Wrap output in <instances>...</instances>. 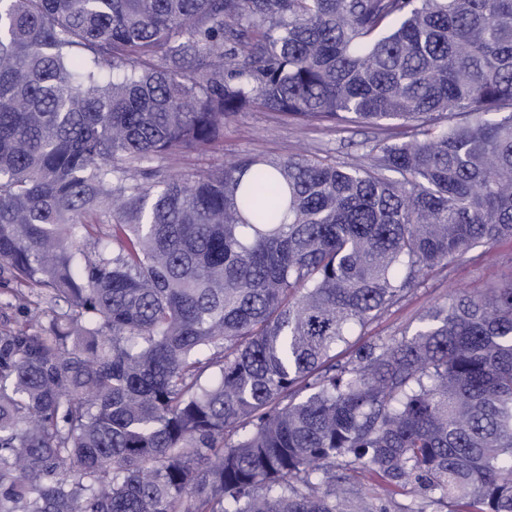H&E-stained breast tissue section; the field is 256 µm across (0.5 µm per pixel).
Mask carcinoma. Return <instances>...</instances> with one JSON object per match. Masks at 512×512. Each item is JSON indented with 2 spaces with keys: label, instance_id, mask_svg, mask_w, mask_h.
I'll return each instance as SVG.
<instances>
[{
  "label": "carcinoma",
  "instance_id": "cac0c4a2",
  "mask_svg": "<svg viewBox=\"0 0 512 512\" xmlns=\"http://www.w3.org/2000/svg\"><path fill=\"white\" fill-rule=\"evenodd\" d=\"M392 123L244 155L252 107ZM512 240V0H0V512H512V286L349 344ZM388 132L377 127L328 128L318 123L289 121L254 108L224 124V143L215 152L177 156L170 161L173 173L192 174L210 165L224 164L245 154L287 157L305 153L347 161L360 153L362 141H379ZM367 464L359 463L348 466L346 469L336 468V473L345 476L349 482L359 487L360 484L367 487L366 499L368 503L379 504L378 498L385 499L388 512H406L409 507L418 501L417 492L410 488L400 489L392 496H387L381 482L373 477Z\"/></svg>",
  "mask_w": 512,
  "mask_h": 512
}]
</instances>
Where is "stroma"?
Listing matches in <instances>:
<instances>
[{
    "mask_svg": "<svg viewBox=\"0 0 512 512\" xmlns=\"http://www.w3.org/2000/svg\"><path fill=\"white\" fill-rule=\"evenodd\" d=\"M385 131L376 127L329 128L318 123L290 121L260 108L239 113L224 124V142L219 150L202 155L174 157L170 166L178 174H191L210 165L221 164L245 154L287 157L304 153L339 161L358 154L363 141H379ZM478 257L469 262H453L429 277L406 300L391 307L366 329L365 337H351V345L362 339L387 340L413 334L420 326V316L429 307L446 303L450 291L483 295L492 288L512 285V242L491 248H478ZM343 476L355 485L367 488L366 499L377 503L386 498L389 512H407L418 500L417 492L405 488L386 495L381 482L372 476L367 464L343 469Z\"/></svg>",
    "mask_w": 512,
    "mask_h": 512,
    "instance_id": "35a3bbf8",
    "label": "stroma"
}]
</instances>
